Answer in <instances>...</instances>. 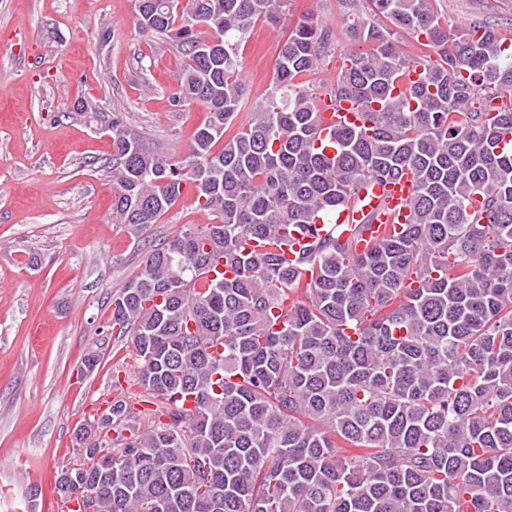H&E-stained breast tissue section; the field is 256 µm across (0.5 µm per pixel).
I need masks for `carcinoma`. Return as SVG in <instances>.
<instances>
[{
    "label": "carcinoma",
    "instance_id": "obj_1",
    "mask_svg": "<svg viewBox=\"0 0 512 512\" xmlns=\"http://www.w3.org/2000/svg\"><path fill=\"white\" fill-rule=\"evenodd\" d=\"M281 2L135 0L137 28L185 57L173 105L207 117L173 163L112 115V213L136 236L191 182L211 222L155 246L112 296L133 381L159 404L135 412L114 382L56 492L94 512H512V103H496L512 43L486 25L448 34L432 0H369L374 20L347 31L370 50L332 87L366 122L327 153L298 83L325 44L309 18L237 122L241 44ZM398 31L439 56L417 60L404 97ZM405 174L400 231L360 250L372 216L346 237L317 224ZM294 232L311 243L290 261Z\"/></svg>",
    "mask_w": 512,
    "mask_h": 512
}]
</instances>
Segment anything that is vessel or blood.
I'll return each mask as SVG.
<instances>
[{"instance_id": "vessel-or-blood-1", "label": "vessel or blood", "mask_w": 512, "mask_h": 512, "mask_svg": "<svg viewBox=\"0 0 512 512\" xmlns=\"http://www.w3.org/2000/svg\"><path fill=\"white\" fill-rule=\"evenodd\" d=\"M320 112L322 115V138H329L339 126L359 125L361 112L349 101L335 95L325 96ZM413 193V184L409 177H401L386 185L365 182L358 194L356 203L337 210L333 217L337 224H357L363 216L373 215L374 220L369 231L376 238L383 233L397 230L410 216L408 202Z\"/></svg>"}]
</instances>
